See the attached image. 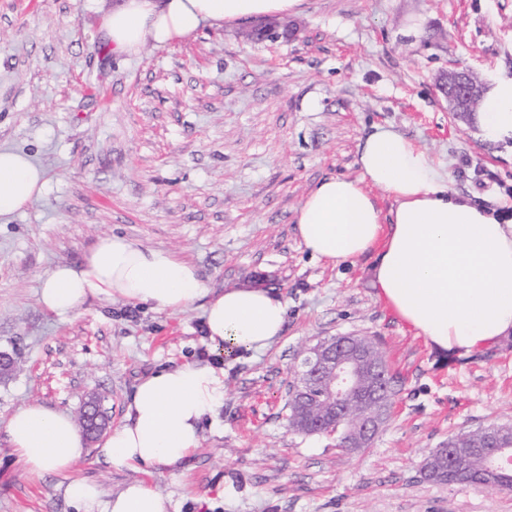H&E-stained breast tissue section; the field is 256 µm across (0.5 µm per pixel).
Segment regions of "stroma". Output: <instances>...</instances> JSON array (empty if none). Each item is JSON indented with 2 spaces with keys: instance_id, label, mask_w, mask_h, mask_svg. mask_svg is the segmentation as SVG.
<instances>
[{
  "instance_id": "stroma-1",
  "label": "stroma",
  "mask_w": 512,
  "mask_h": 512,
  "mask_svg": "<svg viewBox=\"0 0 512 512\" xmlns=\"http://www.w3.org/2000/svg\"><path fill=\"white\" fill-rule=\"evenodd\" d=\"M115 0H0V148L42 167V193L0 217V512H76L64 489L104 498L145 482L171 512H512V493L426 482L449 436L512 424V342L440 355L379 301L371 256L313 259L296 211L321 179L355 178L361 141L385 125L449 170L455 190L512 207V142H482L451 112L450 69L512 77V0H303L296 35L247 37L255 21L204 29L130 55L102 39ZM176 252L208 287L275 290L280 338L227 355L203 311L92 298L70 317L38 294L58 264L80 266L105 237ZM341 334L379 340L396 378L394 410L371 447L289 430L298 350ZM209 361L224 402L198 448L145 474L107 464L99 441L61 472L26 469L7 421L32 403L79 416L93 396L122 424L158 368Z\"/></svg>"
}]
</instances>
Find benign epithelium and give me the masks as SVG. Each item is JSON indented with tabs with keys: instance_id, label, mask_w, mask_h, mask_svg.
Here are the masks:
<instances>
[{
	"instance_id": "benign-epithelium-1",
	"label": "benign epithelium",
	"mask_w": 512,
	"mask_h": 512,
	"mask_svg": "<svg viewBox=\"0 0 512 512\" xmlns=\"http://www.w3.org/2000/svg\"><path fill=\"white\" fill-rule=\"evenodd\" d=\"M445 89L451 111L467 117L481 87L467 72H448ZM292 390L305 407L313 402L311 391L334 398L322 420L336 421L343 406L359 402L362 413L347 424L344 447L367 448L394 405L389 396L385 364L370 356L367 341L356 335L326 338L304 349L292 369Z\"/></svg>"
}]
</instances>
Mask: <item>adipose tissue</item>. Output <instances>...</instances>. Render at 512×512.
I'll use <instances>...</instances> for the list:
<instances>
[{"mask_svg":"<svg viewBox=\"0 0 512 512\" xmlns=\"http://www.w3.org/2000/svg\"><path fill=\"white\" fill-rule=\"evenodd\" d=\"M302 0H116L103 38L114 54L162 45L206 27L284 16ZM484 142L512 140V78L490 77L474 114ZM358 178L327 177L297 210L296 233L311 257L340 264L373 254L369 284L377 298L441 354L468 357L512 339V224L452 187L450 173L407 136L376 127L360 144ZM44 173L21 153L0 150V216L40 195ZM391 201L381 213L374 190ZM186 310L202 304L213 347L232 341L261 352L279 338L285 303L246 286L215 293L196 267L173 251L142 249L120 236L103 239L81 267L55 266L39 301L66 318L88 298ZM224 401V372L185 361L144 377L123 423L102 444L104 460L144 473L172 466L199 446L203 417ZM7 432L30 472L63 471L80 460L84 441L72 417L39 404L16 411ZM67 498L78 512H169L168 499L142 482L111 499L82 480Z\"/></svg>","mask_w":512,"mask_h":512,"instance_id":"ef3b65f1","label":"adipose tissue"}]
</instances>
